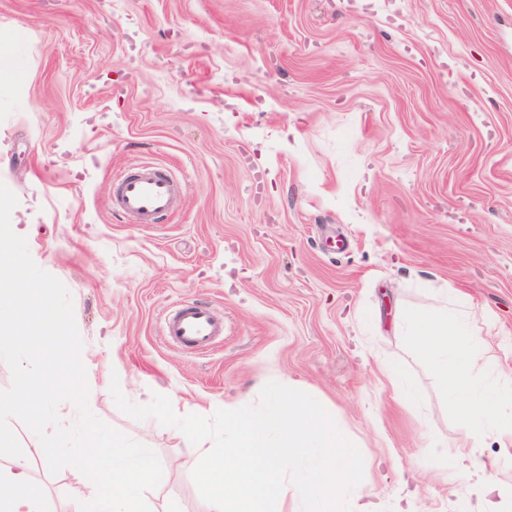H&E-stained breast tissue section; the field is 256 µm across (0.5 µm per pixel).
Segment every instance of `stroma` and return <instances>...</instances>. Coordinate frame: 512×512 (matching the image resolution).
<instances>
[{"mask_svg":"<svg viewBox=\"0 0 512 512\" xmlns=\"http://www.w3.org/2000/svg\"><path fill=\"white\" fill-rule=\"evenodd\" d=\"M18 31L0 181L71 296L90 410L161 461L151 512L205 503L173 429L121 411L115 382L208 417L289 381L360 446L350 512H463L454 411L395 317L445 282L512 329V0H0V39ZM138 161L188 187L162 223L111 206ZM186 302L224 319L208 349L163 340ZM10 426L49 512H74L75 468Z\"/></svg>","mask_w":512,"mask_h":512,"instance_id":"35a3bbf8","label":"stroma"}]
</instances>
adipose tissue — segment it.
Listing matches in <instances>:
<instances>
[{
    "label": "adipose tissue",
    "mask_w": 512,
    "mask_h": 512,
    "mask_svg": "<svg viewBox=\"0 0 512 512\" xmlns=\"http://www.w3.org/2000/svg\"><path fill=\"white\" fill-rule=\"evenodd\" d=\"M439 293L436 305L402 309L399 328L430 360L456 415L458 476L469 481L485 512H501L512 499V483L492 472L481 450L495 443L498 461L512 464V373L487 357L475 337L474 327L486 313L457 289L444 285ZM0 512H47L22 461L0 463Z\"/></svg>",
    "instance_id": "obj_1"
}]
</instances>
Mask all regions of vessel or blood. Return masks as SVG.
<instances>
[{
  "instance_id": "vessel-or-blood-1",
  "label": "vessel or blood",
  "mask_w": 512,
  "mask_h": 512,
  "mask_svg": "<svg viewBox=\"0 0 512 512\" xmlns=\"http://www.w3.org/2000/svg\"><path fill=\"white\" fill-rule=\"evenodd\" d=\"M186 185L160 166L138 163L114 179L112 207L136 224H156L174 211ZM224 334V323L208 305H179L164 319L163 336L175 346L202 350Z\"/></svg>"
}]
</instances>
